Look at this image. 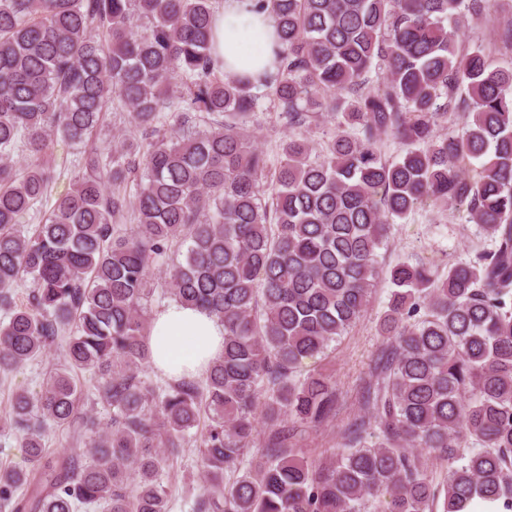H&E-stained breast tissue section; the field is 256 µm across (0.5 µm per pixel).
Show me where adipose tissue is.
Here are the masks:
<instances>
[{
	"instance_id": "obj_1",
	"label": "adipose tissue",
	"mask_w": 512,
	"mask_h": 512,
	"mask_svg": "<svg viewBox=\"0 0 512 512\" xmlns=\"http://www.w3.org/2000/svg\"><path fill=\"white\" fill-rule=\"evenodd\" d=\"M215 36L227 72L255 75L273 60L275 21L251 12L250 0H224ZM147 344L152 366L170 379L196 376L222 356L224 325L205 311L174 302L155 315Z\"/></svg>"
}]
</instances>
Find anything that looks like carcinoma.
Returning a JSON list of instances; mask_svg holds the SVG:
<instances>
[{
	"instance_id": "1",
	"label": "carcinoma",
	"mask_w": 512,
	"mask_h": 512,
	"mask_svg": "<svg viewBox=\"0 0 512 512\" xmlns=\"http://www.w3.org/2000/svg\"><path fill=\"white\" fill-rule=\"evenodd\" d=\"M214 2L0 0V373L57 341L65 357L0 416L26 459L0 465V507L169 512L165 468L201 426L192 512H366L383 493L387 512H432L441 492L443 512H512V61L457 47L470 17L512 57V0H252L277 26L256 77L224 73ZM260 89L292 129L276 160L247 129ZM114 97L134 134L100 133ZM330 118L317 148L307 132ZM54 137L83 149L80 169L29 232ZM420 205L457 207L492 248L441 274L389 269L362 394L379 436L365 445L362 422L317 469L277 425L320 427L336 386L298 368L362 316L377 249ZM158 265L173 300L224 324L221 358L163 386L145 374ZM80 373L108 423L82 408ZM72 423L85 456L50 452V427Z\"/></svg>"
}]
</instances>
